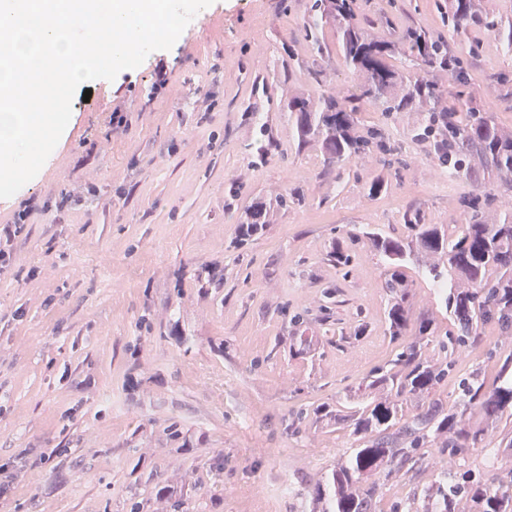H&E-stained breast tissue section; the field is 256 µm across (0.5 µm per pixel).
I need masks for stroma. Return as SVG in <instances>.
<instances>
[{"instance_id": "obj_1", "label": "stroma", "mask_w": 512, "mask_h": 512, "mask_svg": "<svg viewBox=\"0 0 512 512\" xmlns=\"http://www.w3.org/2000/svg\"><path fill=\"white\" fill-rule=\"evenodd\" d=\"M307 4L213 0L171 49L95 80L90 98L75 94L68 131L35 182L0 199V225L24 202L72 199L63 212L35 211L0 268V480L12 487L0 512H314L317 489L357 447L330 419L288 429L299 410L335 406L403 347L383 333V260L348 242L355 259L340 269L326 252L360 224L402 228L409 209L458 232L462 200L495 181L483 171L430 178L431 146L414 138L419 113L385 121L366 101L363 127L383 126L399 163L326 174L318 150H298L283 101L323 83L354 93L361 84L332 27L321 44L304 38ZM355 19L385 39L411 26L448 33L435 0H356ZM473 34L478 53L456 45L469 86L511 128L497 77L512 74V53ZM116 110L128 113L127 129L112 127ZM379 174L385 186L368 197ZM285 187L302 190L304 204L237 246L242 209ZM202 266L223 286L199 288ZM406 275L415 313L434 338L447 336L431 282L413 265ZM328 286L339 302L324 314L313 302ZM359 319L366 336L331 343ZM479 334L460 370L491 386L512 339L492 324ZM440 472L383 474L374 512L422 500Z\"/></svg>"}]
</instances>
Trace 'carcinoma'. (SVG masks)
Segmentation results:
<instances>
[{
  "instance_id": "obj_1",
  "label": "carcinoma",
  "mask_w": 512,
  "mask_h": 512,
  "mask_svg": "<svg viewBox=\"0 0 512 512\" xmlns=\"http://www.w3.org/2000/svg\"><path fill=\"white\" fill-rule=\"evenodd\" d=\"M444 10L447 40L424 28L382 40L354 21L353 0H309L305 37L318 45L319 31L327 25L334 28L345 66L361 78L360 93L301 92L283 105L297 150L319 149L328 168L363 161L375 148L386 155L380 163L392 165L388 155L393 148L382 129L360 127L358 103L367 100L387 118L412 106L422 113L418 137L432 144L439 165L448 168L451 178L470 179L471 162L476 161L499 187L495 193L464 200L461 230L455 236L424 223L418 211L404 213V235L370 224L347 232L350 240L367 243L387 265L386 335L398 340L412 331L414 336L355 388L357 402L339 405L334 412L313 410L335 419L361 441L337 464L331 494L317 493L321 512H371L381 474L423 465L422 448H437L456 461L468 448L491 447L495 455L502 448L512 451V430H501L503 418H512V352L503 361L498 386L488 389L471 373L459 381L453 400L438 395L479 326L491 323L512 337V209L501 205V198L512 197V134L496 122L491 110L479 107V94L466 88L465 61L450 45V39L480 27L511 51L512 21L499 20L479 0H446ZM395 55L405 58L402 72L387 63ZM436 75L448 77V85L457 88L454 99L443 100ZM268 205L260 198L241 213L242 237L268 224ZM352 258L341 246L327 255L337 268L349 266ZM411 263L437 288L452 325L448 336L438 341L446 353L441 362L426 355L431 322L414 316L409 305L412 284L404 269ZM490 472L486 479H474L448 470L422 512H458L462 502L469 504L470 512H512V469L493 467Z\"/></svg>"
}]
</instances>
